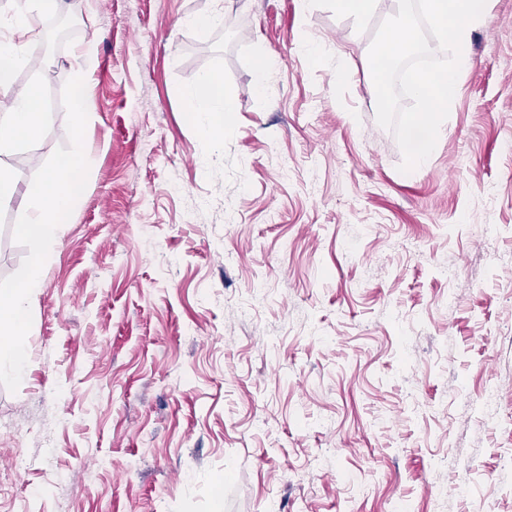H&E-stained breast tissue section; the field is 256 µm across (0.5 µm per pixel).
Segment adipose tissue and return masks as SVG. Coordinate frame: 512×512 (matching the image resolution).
<instances>
[{
    "mask_svg": "<svg viewBox=\"0 0 512 512\" xmlns=\"http://www.w3.org/2000/svg\"><path fill=\"white\" fill-rule=\"evenodd\" d=\"M13 39L0 41V206L12 204L16 186L12 170L2 164V157L13 154L20 144L36 143L44 130L43 114L39 110L37 94L28 91L13 95L15 70L28 63L23 47L42 43L43 35L31 21L29 11L18 12L12 22ZM186 109L199 116L202 138H211L218 130L219 119L233 111V104L225 98L217 78L203 74L197 83L184 93Z\"/></svg>",
    "mask_w": 512,
    "mask_h": 512,
    "instance_id": "adipose-tissue-1",
    "label": "adipose tissue"
}]
</instances>
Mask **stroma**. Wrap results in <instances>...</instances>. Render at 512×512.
<instances>
[{"label": "stroma", "instance_id": "obj_1", "mask_svg": "<svg viewBox=\"0 0 512 512\" xmlns=\"http://www.w3.org/2000/svg\"><path fill=\"white\" fill-rule=\"evenodd\" d=\"M397 8L62 0L35 16L79 29L18 68L45 133L0 161L23 189L66 144L61 93L87 49L89 171L30 305L27 372L0 386V512H512V0H487L407 174L367 65ZM214 9L221 25H187ZM207 72L234 105L211 140L182 98ZM23 211L0 207V278L28 253Z\"/></svg>", "mask_w": 512, "mask_h": 512}]
</instances>
